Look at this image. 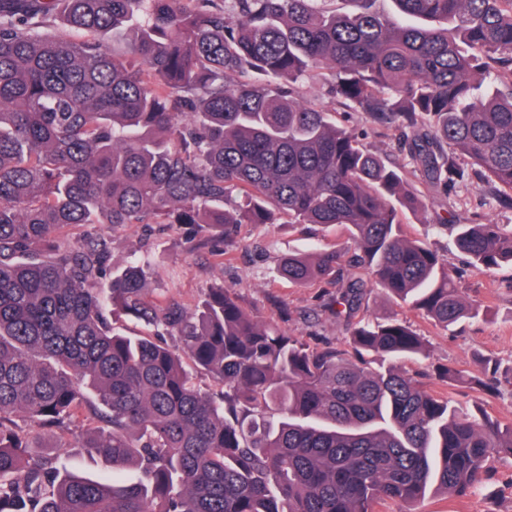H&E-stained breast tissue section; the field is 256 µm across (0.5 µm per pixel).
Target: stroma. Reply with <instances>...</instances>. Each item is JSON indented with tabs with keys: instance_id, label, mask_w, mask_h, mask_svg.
<instances>
[{
	"instance_id": "stroma-1",
	"label": "stroma",
	"mask_w": 512,
	"mask_h": 512,
	"mask_svg": "<svg viewBox=\"0 0 512 512\" xmlns=\"http://www.w3.org/2000/svg\"><path fill=\"white\" fill-rule=\"evenodd\" d=\"M299 99L333 112L337 122L358 134L364 145L382 154L399 157L398 131L375 123L369 115L337 101L322 75H307L298 88ZM467 224L489 220L512 225V210L501 209L485 189H463L445 198L429 196L425 209L407 214L408 232L428 238L448 258V267L458 274L459 288L480 301L483 310L476 319L445 331L433 327L405 304L386 295H371L368 305L376 315L392 316L409 324L427 341V357L410 361V370L422 372L432 365L450 364L466 374L482 372L480 357L499 365L501 385L491 398L492 417L512 420V269L496 276L473 272L453 245L451 233L438 229L440 220ZM189 227L166 224H126L114 230L111 266L119 271L140 260L149 269L150 302L173 301L194 307L207 290L221 284L235 291L240 304L262 322L276 324L288 334L310 344L343 342L349 331L346 319L325 311L328 289L315 285L298 288L277 274L278 260L288 253H309L319 247L349 246L347 234L333 228L314 227L302 232L289 224H237L232 237L237 244L230 260L212 255L211 242L189 249ZM417 512H512V457L495 459L481 492L466 497L429 495L416 505Z\"/></svg>"
}]
</instances>
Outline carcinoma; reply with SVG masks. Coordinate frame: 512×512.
I'll return each mask as SVG.
<instances>
[{
  "label": "carcinoma",
  "instance_id": "1",
  "mask_svg": "<svg viewBox=\"0 0 512 512\" xmlns=\"http://www.w3.org/2000/svg\"><path fill=\"white\" fill-rule=\"evenodd\" d=\"M199 2L0 0V512H373L471 494L512 456V422L436 391L465 377L452 365L407 370L424 338L365 301L377 288L444 329L481 304L404 229L423 208L406 165L296 95L324 72L401 132L428 193L475 179L512 209V0H394L393 16L377 0H235L230 20ZM54 17L74 40L47 31ZM281 218L352 239L278 263L292 285L340 289L328 309L353 321L348 343L261 323L222 286L193 310L150 303L143 265L110 272L111 236L75 237L196 225L222 259L230 225ZM450 228L473 271L512 265L507 225ZM110 305L153 334L116 332ZM497 372L484 359L480 394ZM81 410L94 425L45 453L13 424L67 429ZM69 447L108 474L78 475Z\"/></svg>",
  "mask_w": 512,
  "mask_h": 512
}]
</instances>
